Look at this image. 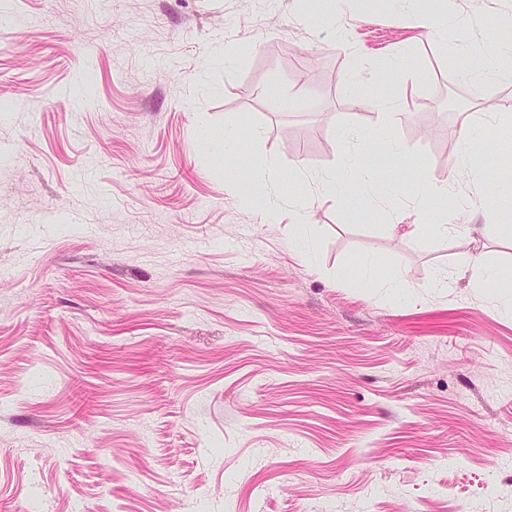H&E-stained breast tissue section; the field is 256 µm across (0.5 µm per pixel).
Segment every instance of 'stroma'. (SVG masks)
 <instances>
[{
  "label": "stroma",
  "instance_id": "stroma-1",
  "mask_svg": "<svg viewBox=\"0 0 512 512\" xmlns=\"http://www.w3.org/2000/svg\"><path fill=\"white\" fill-rule=\"evenodd\" d=\"M491 35L512 0H0V512H512V148L452 168L512 105L468 75ZM408 70L402 160L365 149L400 191L328 196ZM227 124L277 222L199 143ZM443 219L486 232L391 231Z\"/></svg>",
  "mask_w": 512,
  "mask_h": 512
}]
</instances>
